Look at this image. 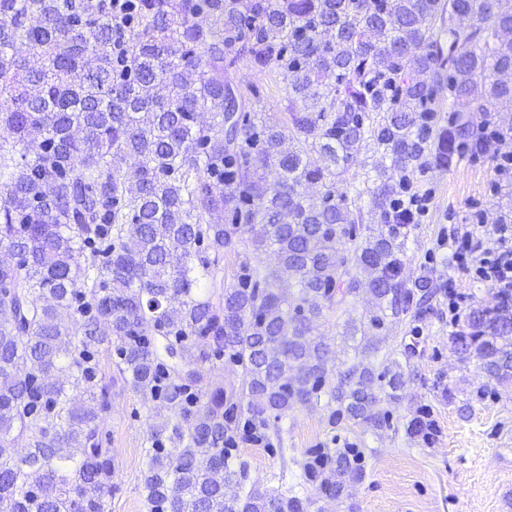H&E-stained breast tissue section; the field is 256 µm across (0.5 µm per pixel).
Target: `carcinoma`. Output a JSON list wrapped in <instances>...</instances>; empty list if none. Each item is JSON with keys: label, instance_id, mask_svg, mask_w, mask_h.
<instances>
[{"label": "carcinoma", "instance_id": "carcinoma-1", "mask_svg": "<svg viewBox=\"0 0 512 512\" xmlns=\"http://www.w3.org/2000/svg\"><path fill=\"white\" fill-rule=\"evenodd\" d=\"M242 55L282 78L286 111L247 105ZM511 111L512 0H0V512H110L118 383L148 412V512H323L364 477L354 450L309 449L270 493L235 438L270 442L322 391L333 420L390 425L405 372L370 357L443 294L405 274L418 214L396 197L501 152L512 128L487 130ZM361 152L386 163L338 187ZM246 229L288 277L248 254L224 269ZM363 285L374 309L345 323L361 358L338 373L315 330ZM494 299L452 342L502 383L512 295ZM226 360L236 380L203 382Z\"/></svg>", "mask_w": 512, "mask_h": 512}]
</instances>
